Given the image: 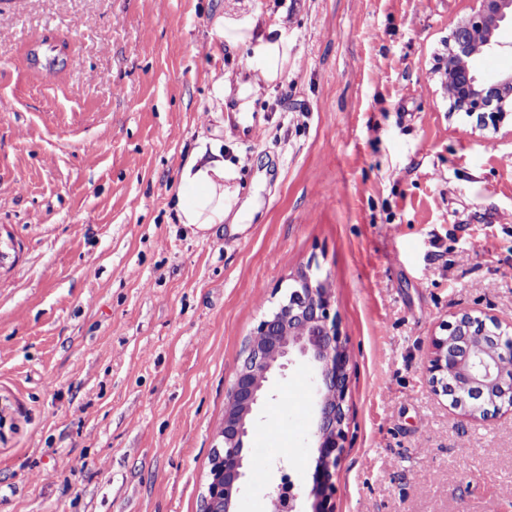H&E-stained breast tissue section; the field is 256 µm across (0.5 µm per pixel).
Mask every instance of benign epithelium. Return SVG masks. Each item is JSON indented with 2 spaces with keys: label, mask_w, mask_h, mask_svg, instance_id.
Instances as JSON below:
<instances>
[{
  "label": "benign epithelium",
  "mask_w": 512,
  "mask_h": 512,
  "mask_svg": "<svg viewBox=\"0 0 512 512\" xmlns=\"http://www.w3.org/2000/svg\"><path fill=\"white\" fill-rule=\"evenodd\" d=\"M472 14L451 30L441 77L458 111L479 113L495 122L512 112V72L493 82L479 74L487 55L512 49L497 38L512 25V0H475ZM333 294L327 281L311 270L293 278L288 295L260 320L249 339L226 394L222 447L212 449L204 512H237L246 476L245 443L253 412L277 370L305 363L316 389L315 467L307 498L309 512H336V470L345 451L351 383V354L331 316ZM427 372L430 382L471 415L512 409V336L497 322L464 313L433 340ZM298 495L287 474L274 488L273 512H300Z\"/></svg>",
  "instance_id": "obj_1"
}]
</instances>
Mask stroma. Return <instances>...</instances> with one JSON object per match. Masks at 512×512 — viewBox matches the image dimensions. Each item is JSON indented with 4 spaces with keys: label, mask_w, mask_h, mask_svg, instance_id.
Returning <instances> with one entry per match:
<instances>
[{
    "label": "stroma",
    "mask_w": 512,
    "mask_h": 512,
    "mask_svg": "<svg viewBox=\"0 0 512 512\" xmlns=\"http://www.w3.org/2000/svg\"><path fill=\"white\" fill-rule=\"evenodd\" d=\"M473 7L0 0V512H202L241 353L307 267L352 356L336 512H512V409L471 416L426 372L462 313L512 328V116L451 111L435 70ZM219 14L288 40L256 141ZM53 46L81 69L32 63ZM205 139L240 225L175 218ZM315 403L304 364L273 377L239 512L307 488Z\"/></svg>",
    "instance_id": "stroma-1"
}]
</instances>
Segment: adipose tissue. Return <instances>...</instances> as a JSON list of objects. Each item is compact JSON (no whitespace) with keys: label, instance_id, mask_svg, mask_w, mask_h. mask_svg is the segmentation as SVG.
<instances>
[{"label":"adipose tissue","instance_id":"obj_1","mask_svg":"<svg viewBox=\"0 0 512 512\" xmlns=\"http://www.w3.org/2000/svg\"><path fill=\"white\" fill-rule=\"evenodd\" d=\"M215 35L227 43L248 51V67L255 73L254 81L241 84L238 96H255L260 83L279 78L288 59V43L279 38L270 40L255 32L254 25L217 16L213 23ZM233 171L224 165L220 142L198 148L184 163L176 188L174 211L179 223L199 230L224 223L234 202Z\"/></svg>","mask_w":512,"mask_h":512}]
</instances>
